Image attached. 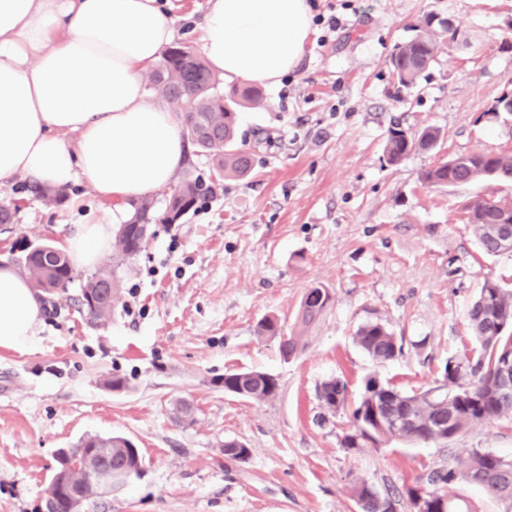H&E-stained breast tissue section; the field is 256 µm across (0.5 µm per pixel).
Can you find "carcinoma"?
I'll return each mask as SVG.
<instances>
[{
  "mask_svg": "<svg viewBox=\"0 0 512 512\" xmlns=\"http://www.w3.org/2000/svg\"><path fill=\"white\" fill-rule=\"evenodd\" d=\"M407 41L397 45L391 57L392 76L396 94L425 78V72L445 44L448 30L444 22L433 13L423 17L420 25ZM159 94L177 106H187L184 123L192 141L205 153L214 167L213 178L205 181L197 176L186 177L166 198L163 204L145 196L135 204L126 231L116 235V247L125 258L140 253L145 243L134 233L136 224H177L197 204L214 194L218 181L227 175L242 178L252 167L251 157L232 148L236 134V109L242 104L256 105L261 93L253 86L235 87L229 93L221 91L219 80L205 61L191 47L180 44L168 50L150 74ZM439 131L426 127L414 136L400 126L389 130L386 154L389 163L396 164L407 158L416 147L426 149L434 145ZM455 165L442 161L425 169L420 175L427 188L445 187L448 182L463 184L512 181V153L475 151L453 159ZM475 220L471 226L476 240L488 255L496 254V222L502 215L512 218V201L493 194L480 198L473 206ZM23 272L32 286L50 296L67 291L74 281L75 272L69 256L63 252L48 253L29 250L22 261ZM122 299V286L115 271L101 268L86 278L81 288L80 305L90 322L108 321L112 311ZM328 288L318 284L307 289L299 308L298 326L305 330L318 322L332 305ZM467 317L475 342L472 354L463 358H449L444 366L442 379L448 389L435 394L428 389L406 394L376 376L369 377L360 398L349 400L347 384L338 378L324 381L319 389V399L331 413L351 408L353 430L345 435L342 444L347 448L358 447V441L385 443L395 439L409 442H428L433 438V428L443 424L448 427V442L474 427L495 420L512 417V401L499 397L500 381L497 372L499 356L512 353V286L507 287L496 278L483 281L471 301ZM262 336L279 338L282 357L298 355L303 350L301 336L285 334L283 325L270 317L263 318L257 327ZM354 342L370 358L385 363L403 353V344L388 327L378 321L359 326ZM251 379L239 383V371L224 373V389L241 384L247 390L244 398L255 402L274 399L280 384L274 375L257 370L249 371ZM377 400L383 411L399 413L400 426L392 431L380 432L368 419L372 400ZM88 444L77 445L66 460L71 475V493L89 500L95 457L90 455L95 437L86 438ZM251 456L248 447H236V441L224 442V458L245 463ZM480 487L490 497L507 504L505 512H512V459L482 448H473L464 458H456L450 465L427 472L421 482L400 493L388 486L379 489L366 481L355 488V499L361 512H397V506L410 507L413 496L420 490L432 495L425 512H475L461 498H450L444 489L454 483Z\"/></svg>",
  "mask_w": 512,
  "mask_h": 512,
  "instance_id": "obj_1",
  "label": "carcinoma"
}]
</instances>
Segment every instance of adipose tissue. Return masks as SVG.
<instances>
[{
    "label": "adipose tissue",
    "instance_id": "adipose-tissue-1",
    "mask_svg": "<svg viewBox=\"0 0 512 512\" xmlns=\"http://www.w3.org/2000/svg\"><path fill=\"white\" fill-rule=\"evenodd\" d=\"M311 33L308 0H207L201 51L227 80L274 86ZM174 39L159 0H0V187L83 181L112 200L107 222L78 225L68 241L82 265L110 246L129 201L184 164L181 117L149 100L144 81ZM40 313L29 280L0 266V348L29 344Z\"/></svg>",
    "mask_w": 512,
    "mask_h": 512
}]
</instances>
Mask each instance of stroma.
I'll return each instance as SVG.
<instances>
[{"mask_svg":"<svg viewBox=\"0 0 512 512\" xmlns=\"http://www.w3.org/2000/svg\"><path fill=\"white\" fill-rule=\"evenodd\" d=\"M336 15L315 27L297 68L262 86L240 109L236 149L252 158L181 223L161 228L135 258L114 249L44 306L32 342L0 348V512H37L60 449L88 436L121 435L143 458L126 485L84 512H359L356 482L415 484L450 454L487 448L512 456V420L451 441L393 440L347 449L349 413L324 410L318 389L337 377L357 399L371 374L406 393L432 386L448 358L474 346L466 307L485 278L512 284V253L485 255L465 206L511 183L425 188L421 172L473 151H512V117L492 109L512 93V0H315ZM176 40L199 47L206 0H172ZM450 20L453 40L410 96L394 92L390 56L426 13ZM436 127L441 138L401 163L387 161L389 129ZM28 181L0 188L16 210L0 229V265L19 242L66 248L77 225L112 209L87 183L48 205ZM114 269L122 302L111 320L80 313L81 282ZM326 286L333 302L286 360L257 336L274 316L293 327L303 294ZM385 323L404 353L379 364L353 342L367 321ZM228 370L275 375L279 395L257 403L225 393ZM119 376L124 391L106 382ZM189 401L193 423L174 419ZM245 441L243 464L223 444Z\"/></svg>","mask_w":512,"mask_h":512,"instance_id":"35a3bbf8","label":"stroma"}]
</instances>
